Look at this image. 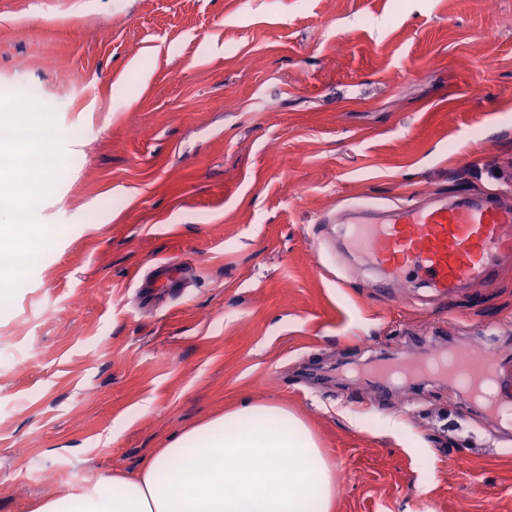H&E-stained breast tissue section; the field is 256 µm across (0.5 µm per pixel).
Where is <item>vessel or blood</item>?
<instances>
[{
	"label": "vessel or blood",
	"instance_id": "1",
	"mask_svg": "<svg viewBox=\"0 0 512 512\" xmlns=\"http://www.w3.org/2000/svg\"><path fill=\"white\" fill-rule=\"evenodd\" d=\"M351 237L367 264L380 271L384 286L420 277L448 295L461 283L488 277L512 254V200L486 196L402 205L383 222L353 225ZM181 275L179 265L163 262L142 286L153 293L172 287ZM499 365L497 351L458 344L421 362L400 359L387 371L407 378L451 376L467 402L511 426L512 404L503 399Z\"/></svg>",
	"mask_w": 512,
	"mask_h": 512
}]
</instances>
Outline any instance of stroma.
I'll return each instance as SVG.
<instances>
[{
    "label": "stroma",
    "instance_id": "stroma-1",
    "mask_svg": "<svg viewBox=\"0 0 512 512\" xmlns=\"http://www.w3.org/2000/svg\"><path fill=\"white\" fill-rule=\"evenodd\" d=\"M21 96L66 170L8 214L50 233L0 302V512L245 403L308 423L334 512H512V430L375 372L489 339L511 381L512 259L382 293L323 221L512 194V0H0L4 125ZM166 261L189 288L139 306Z\"/></svg>",
    "mask_w": 512,
    "mask_h": 512
}]
</instances>
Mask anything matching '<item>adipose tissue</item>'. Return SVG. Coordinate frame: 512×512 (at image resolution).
Returning <instances> with one entry per match:
<instances>
[{"instance_id": "1", "label": "adipose tissue", "mask_w": 512, "mask_h": 512, "mask_svg": "<svg viewBox=\"0 0 512 512\" xmlns=\"http://www.w3.org/2000/svg\"><path fill=\"white\" fill-rule=\"evenodd\" d=\"M333 463L287 408L243 405L170 438L136 472L34 512H334Z\"/></svg>"}]
</instances>
